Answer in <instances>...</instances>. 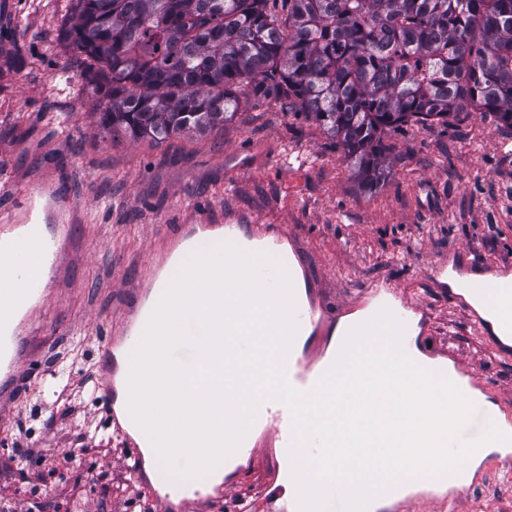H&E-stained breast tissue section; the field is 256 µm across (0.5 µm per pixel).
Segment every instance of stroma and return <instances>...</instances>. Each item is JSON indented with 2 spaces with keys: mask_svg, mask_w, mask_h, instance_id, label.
Here are the masks:
<instances>
[{
  "mask_svg": "<svg viewBox=\"0 0 512 512\" xmlns=\"http://www.w3.org/2000/svg\"><path fill=\"white\" fill-rule=\"evenodd\" d=\"M66 0H0V234L46 225L63 256L49 273L48 297L33 323H18L25 383L14 395V420L0 440H20L55 454L85 433L80 463L51 468L0 449V497L41 487L69 512L74 488L89 502L139 494L152 500L155 481L139 482L120 466L143 459L136 440L107 423L95 391L97 349L123 311V283L147 277L153 253L179 224L245 222L286 225L301 246L305 282L346 299L369 284L394 288L431 309L425 346L477 373L488 409L475 414L463 439L488 426L512 425V350L482 319L468 317L433 287V266L501 273L512 265V128L473 112L453 125H406L390 132V174L377 188L353 178L341 147L294 107L242 104L235 120L204 135L157 144L99 134L98 96L89 75L60 40L72 24ZM35 208L16 207L17 194ZM54 349L43 352L42 337ZM52 428H44L48 415ZM492 454L476 468L458 512H512V478ZM276 449L259 448L233 468V498L184 512H278L281 482H267ZM38 480V479H37Z\"/></svg>",
  "mask_w": 512,
  "mask_h": 512,
  "instance_id": "stroma-1",
  "label": "stroma"
}]
</instances>
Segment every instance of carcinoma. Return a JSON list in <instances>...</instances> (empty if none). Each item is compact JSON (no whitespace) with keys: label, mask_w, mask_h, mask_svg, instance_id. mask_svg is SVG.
<instances>
[{"label":"carcinoma","mask_w":512,"mask_h":512,"mask_svg":"<svg viewBox=\"0 0 512 512\" xmlns=\"http://www.w3.org/2000/svg\"><path fill=\"white\" fill-rule=\"evenodd\" d=\"M63 39L101 84L98 126L162 143L288 103L365 188L388 132L470 112L512 126V0H67Z\"/></svg>","instance_id":"obj_1"}]
</instances>
